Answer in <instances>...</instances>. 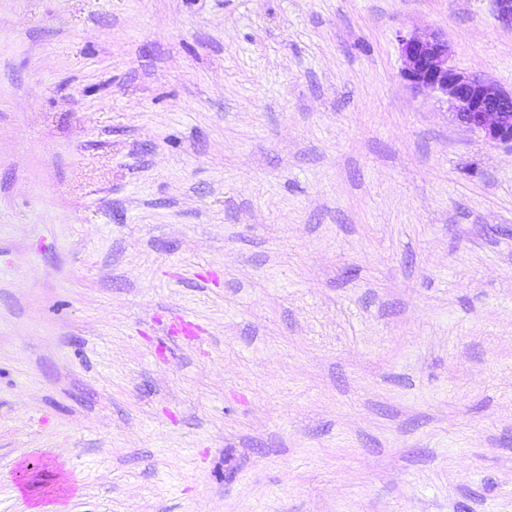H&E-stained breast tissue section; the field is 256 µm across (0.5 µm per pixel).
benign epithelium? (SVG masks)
Wrapping results in <instances>:
<instances>
[{
	"instance_id": "benign-epithelium-1",
	"label": "benign epithelium",
	"mask_w": 512,
	"mask_h": 512,
	"mask_svg": "<svg viewBox=\"0 0 512 512\" xmlns=\"http://www.w3.org/2000/svg\"><path fill=\"white\" fill-rule=\"evenodd\" d=\"M403 76L418 90L446 99L453 120L490 143H512V89L449 64L448 40L417 34L397 36Z\"/></svg>"
}]
</instances>
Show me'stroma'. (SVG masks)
I'll use <instances>...</instances> for the list:
<instances>
[{
	"mask_svg": "<svg viewBox=\"0 0 512 512\" xmlns=\"http://www.w3.org/2000/svg\"><path fill=\"white\" fill-rule=\"evenodd\" d=\"M494 0H0V512H512ZM397 41L403 76L413 88L441 95L453 120L486 141L512 143V88L450 65L448 40L441 36L401 33Z\"/></svg>",
	"mask_w": 512,
	"mask_h": 512,
	"instance_id": "35a3bbf8",
	"label": "stroma"
}]
</instances>
